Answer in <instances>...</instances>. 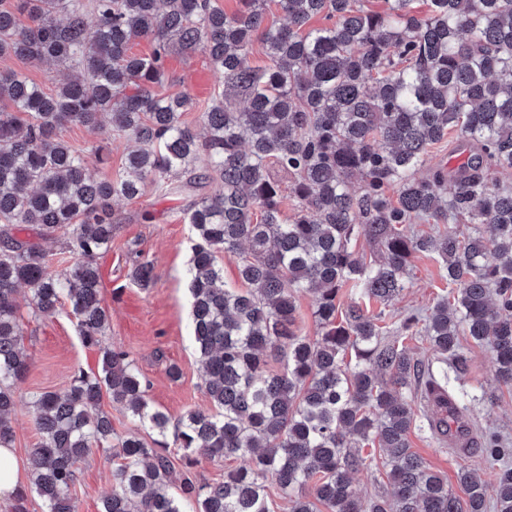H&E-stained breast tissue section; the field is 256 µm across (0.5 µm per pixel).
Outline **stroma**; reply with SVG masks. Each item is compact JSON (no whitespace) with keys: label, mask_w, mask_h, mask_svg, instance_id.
Here are the masks:
<instances>
[{"label":"stroma","mask_w":512,"mask_h":512,"mask_svg":"<svg viewBox=\"0 0 512 512\" xmlns=\"http://www.w3.org/2000/svg\"><path fill=\"white\" fill-rule=\"evenodd\" d=\"M196 74L205 77L211 91L223 82L204 53L187 56L173 52L161 87L164 94L189 98L183 120L194 128L199 127L201 113L208 103L207 97L198 96L191 84ZM61 137L83 154L87 172L96 180L115 177L122 171L125 158L133 148L126 140L110 138L79 125L66 126ZM185 205V200L162 196L150 185L139 199L116 203L112 211L116 226L112 246L99 260L103 304L110 314L107 339L130 353L150 383L149 396L155 407L174 419L187 409L210 406L190 324L186 273L191 228L183 219ZM134 249L153 263L154 280L150 287H139L129 278L130 252ZM448 290L441 259L434 254L417 257L404 290L389 304L386 314L394 317L410 310H426L447 295ZM24 331V347L31 366L26 376L15 384L17 404L13 417V448L23 466L39 442L28 407L30 393L63 391L74 370L90 371L97 365V353L82 343L70 307H63L54 316L25 323ZM462 344L468 358L466 386L481 397L467 412L473 446L463 454L419 431L410 437L413 450L447 479L453 491L458 488L457 474L462 469L471 471L486 485H494L496 467L488 462L479 446L482 434L497 431L512 438V388L497 382L488 347L476 345L467 338ZM172 364L180 370L175 380L167 373ZM111 466V448H93L81 466L75 492L77 512H100L102 499L109 490Z\"/></svg>","instance_id":"35a3bbf8"}]
</instances>
